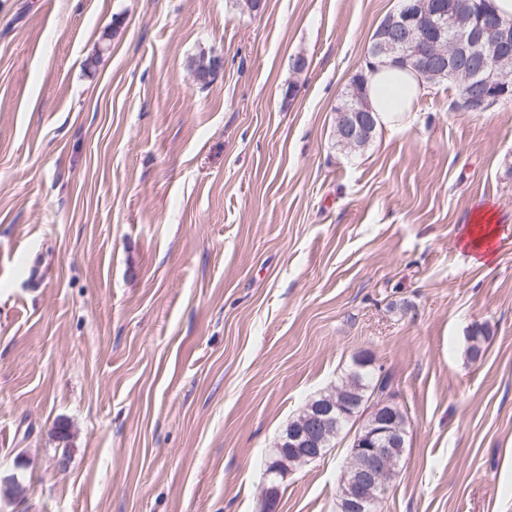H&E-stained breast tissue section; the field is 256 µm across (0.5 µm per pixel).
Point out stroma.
Here are the masks:
<instances>
[{
	"label": "stroma",
	"mask_w": 512,
	"mask_h": 512,
	"mask_svg": "<svg viewBox=\"0 0 512 512\" xmlns=\"http://www.w3.org/2000/svg\"><path fill=\"white\" fill-rule=\"evenodd\" d=\"M400 5L0 0V512H336L348 436L266 466L364 352L407 416L379 512H512V100L336 145Z\"/></svg>",
	"instance_id": "35a3bbf8"
}]
</instances>
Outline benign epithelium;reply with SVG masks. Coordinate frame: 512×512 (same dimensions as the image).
I'll list each match as a JSON object with an SVG mask.
<instances>
[{
  "instance_id": "benign-epithelium-1",
  "label": "benign epithelium",
  "mask_w": 512,
  "mask_h": 512,
  "mask_svg": "<svg viewBox=\"0 0 512 512\" xmlns=\"http://www.w3.org/2000/svg\"><path fill=\"white\" fill-rule=\"evenodd\" d=\"M372 53L386 52L409 60L427 75L437 77L444 72H463L479 59L483 67L464 79L466 89L463 109L479 111L490 97L509 95L508 86L500 81L498 67L512 61V24L500 20L489 5L478 12H464L457 0L448 9H438L437 0H411L391 14L376 37ZM353 121L342 132L348 145L364 134L372 123L371 109L357 95L350 108ZM335 404L324 398L313 406L309 425L288 430V446L302 457L317 459L324 454L320 434L334 430L337 421ZM398 441V433L388 415H375L371 425L358 438L354 452L365 458L361 468L343 473L342 481L350 486H377L383 479L387 449ZM379 500L373 495H351L343 501V512H378Z\"/></svg>"
}]
</instances>
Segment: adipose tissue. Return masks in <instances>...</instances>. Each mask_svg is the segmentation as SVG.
Wrapping results in <instances>:
<instances>
[{"instance_id":"obj_1","label":"adipose tissue","mask_w":512,"mask_h":512,"mask_svg":"<svg viewBox=\"0 0 512 512\" xmlns=\"http://www.w3.org/2000/svg\"><path fill=\"white\" fill-rule=\"evenodd\" d=\"M365 87L379 125L388 128L411 123L415 102L429 90L428 83L416 72L388 60L374 61Z\"/></svg>"}]
</instances>
